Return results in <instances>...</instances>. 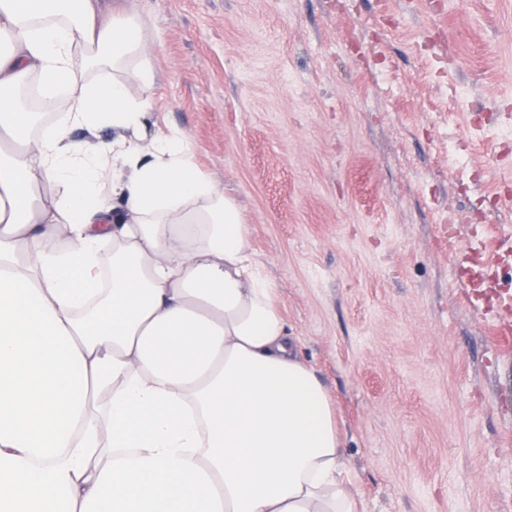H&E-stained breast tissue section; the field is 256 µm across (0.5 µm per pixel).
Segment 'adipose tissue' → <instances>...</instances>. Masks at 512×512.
<instances>
[{
	"label": "adipose tissue",
	"instance_id": "obj_1",
	"mask_svg": "<svg viewBox=\"0 0 512 512\" xmlns=\"http://www.w3.org/2000/svg\"><path fill=\"white\" fill-rule=\"evenodd\" d=\"M143 53L101 0H0V512H364L249 226L150 125Z\"/></svg>",
	"mask_w": 512,
	"mask_h": 512
}]
</instances>
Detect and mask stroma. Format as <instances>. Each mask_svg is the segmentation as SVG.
<instances>
[{
	"label": "stroma",
	"instance_id": "35a3bbf8",
	"mask_svg": "<svg viewBox=\"0 0 512 512\" xmlns=\"http://www.w3.org/2000/svg\"><path fill=\"white\" fill-rule=\"evenodd\" d=\"M145 9L153 119L239 205L366 512H503L512 0Z\"/></svg>",
	"mask_w": 512,
	"mask_h": 512
}]
</instances>
